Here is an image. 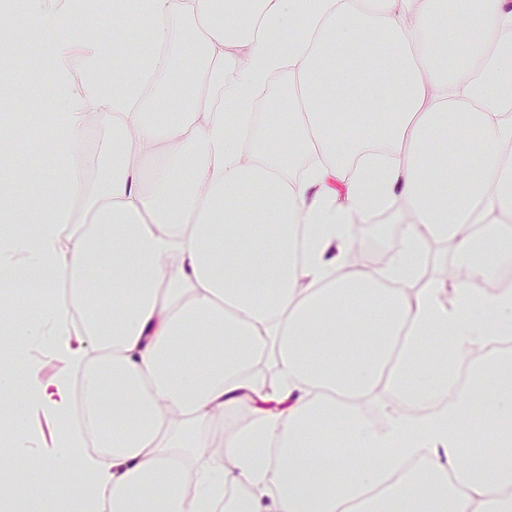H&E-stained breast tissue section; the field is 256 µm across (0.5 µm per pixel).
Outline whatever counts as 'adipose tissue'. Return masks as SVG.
I'll use <instances>...</instances> for the list:
<instances>
[{
	"label": "adipose tissue",
	"mask_w": 512,
	"mask_h": 512,
	"mask_svg": "<svg viewBox=\"0 0 512 512\" xmlns=\"http://www.w3.org/2000/svg\"><path fill=\"white\" fill-rule=\"evenodd\" d=\"M312 2L102 0L112 42L145 37L108 71L111 43L71 33L83 0H23L68 178L39 207L0 197V306L20 281L54 292L0 325V397L26 387L0 473L52 467L80 512H217L229 487L230 512H512V286L483 287L512 268V0ZM187 64L190 103L158 120ZM283 70L285 123L252 121ZM400 204L391 259L352 265V225ZM434 241L455 289L425 276ZM39 413L45 457L24 446ZM103 137L104 131L102 130L88 135L86 165L93 184L99 177L107 173L104 159L98 150L99 143ZM32 433L36 439V449L42 453H47L52 448V439L55 434L54 424L40 415L32 423Z\"/></svg>",
	"instance_id": "adipose-tissue-1"
}]
</instances>
